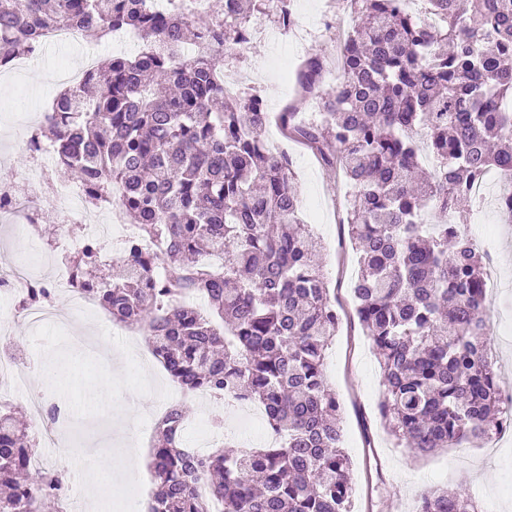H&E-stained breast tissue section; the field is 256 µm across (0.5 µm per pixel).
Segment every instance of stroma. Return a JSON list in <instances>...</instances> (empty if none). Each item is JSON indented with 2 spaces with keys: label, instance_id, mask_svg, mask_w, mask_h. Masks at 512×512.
Listing matches in <instances>:
<instances>
[{
  "label": "stroma",
  "instance_id": "obj_1",
  "mask_svg": "<svg viewBox=\"0 0 512 512\" xmlns=\"http://www.w3.org/2000/svg\"><path fill=\"white\" fill-rule=\"evenodd\" d=\"M347 8V0H296L299 27L285 54L269 37L275 26L273 19L254 21L252 40L234 65L274 86V93L266 101L270 114L288 108L298 119H314L318 99L302 90L297 69L302 60L315 54L325 67H332L344 37L333 20ZM111 50V43L91 36L63 48L51 44L45 48L37 71L55 68L60 60L79 64L90 51L103 59ZM33 74L0 72V154L18 169L26 164L17 148L16 133L27 100L46 108L64 88L58 79L38 82ZM266 138L272 146L294 154L293 172L303 198L301 218L313 225L324 245L323 270L340 317L326 376L342 407L344 447L353 462V512H411L418 493L447 487L469 490L483 512H512V431L495 438L497 454L492 458L484 449L465 445L421 456L395 447L381 427L377 398L384 390L382 373L369 340L353 317L349 288L351 277L357 273V257L348 227L342 222L349 188L341 171L324 166L297 142L285 141L276 122L267 124ZM483 222L498 244L497 269L503 284L501 293L487 303L488 320L495 326L496 367L502 388L512 389V224L503 223L497 210L489 206L483 209ZM57 236L58 226L51 218L37 232L24 237L10 230L0 232V258L31 262L43 255ZM54 307L63 318L60 325L31 327L17 321L10 329L0 331V353H13L30 366L47 370L42 391L65 400L74 411L73 419L60 432L58 447L47 455L45 466L68 476L82 475L84 498L94 502L97 512H143L142 499L98 495L97 485L88 475L97 462L90 451L119 448L132 441L149 446L155 423L152 412L173 384L153 357L145 337L120 332L98 304H91L86 316L76 317L67 296L60 294ZM104 353L122 370L123 383L113 391L111 405L101 408L89 402L86 393L104 378V361L100 359ZM185 407L189 417L184 441L188 447L216 443L219 438L210 432L208 422L217 415L224 419L225 441L254 446L264 442L263 436L240 433L234 410L223 404L202 406L189 400Z\"/></svg>",
  "mask_w": 512,
  "mask_h": 512
}]
</instances>
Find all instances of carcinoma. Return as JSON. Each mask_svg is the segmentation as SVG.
I'll use <instances>...</instances> for the list:
<instances>
[{
    "label": "carcinoma",
    "mask_w": 512,
    "mask_h": 512,
    "mask_svg": "<svg viewBox=\"0 0 512 512\" xmlns=\"http://www.w3.org/2000/svg\"><path fill=\"white\" fill-rule=\"evenodd\" d=\"M185 2L0 0V69L39 53L51 24L138 37L136 53L110 56L58 94L35 130L58 166L78 170L86 202L121 185L118 205L139 229L107 276L97 275L102 248L86 239L74 281L112 321L144 332L172 381L261 405L280 436L200 452L184 446L185 407H168L154 427L146 512H352V461L325 378L339 317L318 240L300 218L288 154L261 135L265 104L224 86V59L251 42L252 19L285 15L271 0H218L201 22ZM423 2L418 15L399 0H350L341 83L318 91L317 56L300 76L323 117L280 115L287 134L346 174L351 291L382 370L379 415L420 455L502 432L485 259L460 225L471 185L490 169L512 172V0ZM428 212L440 222L420 223ZM146 240L162 254L144 253ZM54 296L47 283L32 291L37 305ZM37 455L29 428L0 411V512L64 507L66 475L33 468ZM418 512L480 509L464 489H429Z\"/></svg>",
    "instance_id": "obj_1"
}]
</instances>
